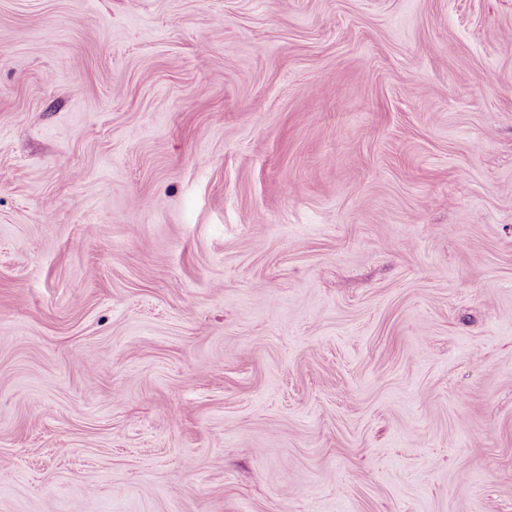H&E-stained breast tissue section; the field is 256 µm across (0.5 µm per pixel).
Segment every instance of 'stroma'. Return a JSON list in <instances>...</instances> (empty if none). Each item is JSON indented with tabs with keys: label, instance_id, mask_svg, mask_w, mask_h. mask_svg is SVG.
<instances>
[{
	"label": "stroma",
	"instance_id": "stroma-1",
	"mask_svg": "<svg viewBox=\"0 0 512 512\" xmlns=\"http://www.w3.org/2000/svg\"><path fill=\"white\" fill-rule=\"evenodd\" d=\"M0 512H512V0H0Z\"/></svg>",
	"mask_w": 512,
	"mask_h": 512
}]
</instances>
